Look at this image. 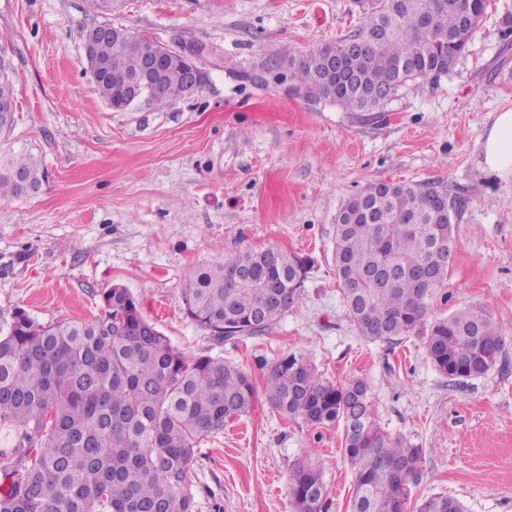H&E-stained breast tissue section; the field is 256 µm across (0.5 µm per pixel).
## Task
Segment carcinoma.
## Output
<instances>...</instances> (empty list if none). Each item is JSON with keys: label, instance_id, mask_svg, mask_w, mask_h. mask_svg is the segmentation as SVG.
I'll return each instance as SVG.
<instances>
[{"label": "carcinoma", "instance_id": "cac0c4a2", "mask_svg": "<svg viewBox=\"0 0 512 512\" xmlns=\"http://www.w3.org/2000/svg\"><path fill=\"white\" fill-rule=\"evenodd\" d=\"M362 24L293 64L308 99L346 112H381L380 89L436 81L455 67L490 0H356ZM418 17L430 18L419 24ZM144 36L123 26L95 40L85 57L99 96L125 109ZM194 87L180 63L149 101L164 106ZM16 94L0 59V133L15 124ZM43 171L30 154L0 153V199L37 190ZM448 197L438 214L433 196ZM460 198L432 183H379L349 197L336 215L334 265L346 316L369 342L397 343L420 329L448 280ZM307 258L277 247L243 250L202 266L181 284L184 314L216 343L269 332L304 292ZM90 320L41 323L18 307L0 328V425L27 456L0 455V512H195L188 466L200 439L250 413L251 378L209 355L172 345L126 287L99 293ZM425 348L441 374L485 375L504 339L480 306H463L430 326ZM266 398L289 419L343 424V454L354 472L352 512H405L423 449L379 423L362 379L334 384L309 359L289 353L268 370ZM295 512H330L319 463L296 461L288 475ZM418 512H467L435 495Z\"/></svg>", "mask_w": 512, "mask_h": 512}]
</instances>
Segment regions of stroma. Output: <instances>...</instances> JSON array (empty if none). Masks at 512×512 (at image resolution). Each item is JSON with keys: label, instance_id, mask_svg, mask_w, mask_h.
<instances>
[{"label": "stroma", "instance_id": "obj_1", "mask_svg": "<svg viewBox=\"0 0 512 512\" xmlns=\"http://www.w3.org/2000/svg\"><path fill=\"white\" fill-rule=\"evenodd\" d=\"M509 15L512 0H490L451 73L367 114L292 90V61L359 27L355 0H125L112 23L202 47V81L165 106L117 111L86 69L79 35L101 18L84 0H0L17 102L0 150L33 154L45 171L36 192L0 200V325L18 307L42 322L93 318L99 292L121 284L174 345L248 373L253 409L204 438L190 463L196 512H294L288 470L307 456L331 512H351L341 425L293 421L266 400L269 367L299 352L335 383L366 379L381 425L422 448L406 512L436 493L468 512H512V173L485 170L482 150L496 113L512 108ZM391 181L440 183L463 199L431 316L490 311L505 360L481 377L442 376L425 330L371 343L345 315L336 214L367 184ZM270 246L312 259L302 301L263 336L214 343L183 313V277Z\"/></svg>", "mask_w": 512, "mask_h": 512}]
</instances>
